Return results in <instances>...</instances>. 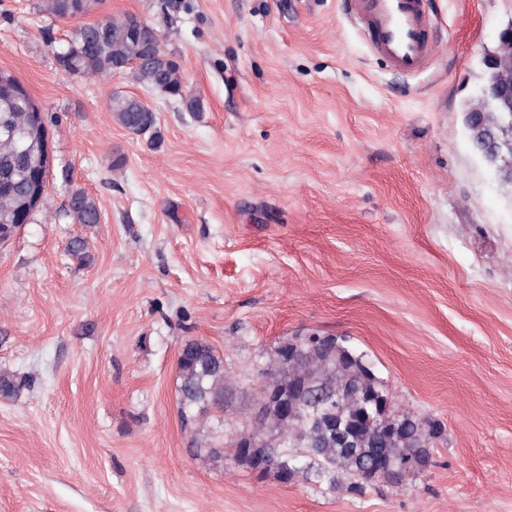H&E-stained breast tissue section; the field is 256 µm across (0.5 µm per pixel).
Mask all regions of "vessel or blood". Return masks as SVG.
I'll return each instance as SVG.
<instances>
[{
  "instance_id": "1",
  "label": "vessel or blood",
  "mask_w": 512,
  "mask_h": 512,
  "mask_svg": "<svg viewBox=\"0 0 512 512\" xmlns=\"http://www.w3.org/2000/svg\"><path fill=\"white\" fill-rule=\"evenodd\" d=\"M344 10L362 23L371 52L393 69L416 74L433 59L427 0H344Z\"/></svg>"
}]
</instances>
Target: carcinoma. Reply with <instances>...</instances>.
<instances>
[{
    "mask_svg": "<svg viewBox=\"0 0 512 512\" xmlns=\"http://www.w3.org/2000/svg\"><path fill=\"white\" fill-rule=\"evenodd\" d=\"M85 0H44V11L55 18L80 13ZM134 15L112 18L108 23H86L84 44L88 48L76 50L65 45L55 52L60 68L72 75H107L114 67L133 63L136 79L150 88L181 100L190 112L201 110V100L186 90L181 66L166 59L160 49L145 52L142 39L132 26ZM33 105L31 98L7 97L0 91V125L25 134L29 143L38 145L42 131L30 126L28 112ZM113 116L127 130L143 133L156 126V115L138 99L114 94L110 100ZM494 134L501 148L507 149V139H512L511 128L497 126L496 117L486 116L485 126L470 130L471 142ZM512 158V149L499 153ZM48 164L39 149L20 153L15 139L0 132V218L11 217L33 209L29 205V187L33 173ZM67 213L79 224H97L100 212L95 200L85 190L77 189L69 196ZM289 342L280 344L262 371L263 385L272 392L288 393L294 384L315 381L324 388L342 396L337 414L348 421L360 418L368 406L369 395L387 389L385 382L372 368L361 364L363 353L349 345L347 337L338 343L340 354L330 362L319 350L288 354ZM177 405L182 427L190 433L191 454L202 462L220 466L224 464V395L229 390L230 378L224 368V354L204 340H188L176 360ZM27 386V378L17 373L0 372V396L9 399ZM409 425L388 438L379 437L374 422L364 425L361 443L356 449L340 446L336 439L325 434L315 417H305L301 412L293 416L282 414L277 407H268L263 416L236 432L229 444L238 463L256 469L254 457L245 444L254 437L273 438L260 453L267 457L264 473H272L282 483L315 478L334 488L345 485L358 491L359 479L367 481V462L374 454H384L411 462L410 470H423L431 460L433 430L423 434V421L414 415L400 418L392 416V424L401 420Z\"/></svg>",
    "mask_w": 512,
    "mask_h": 512,
    "instance_id": "1",
    "label": "carcinoma"
}]
</instances>
